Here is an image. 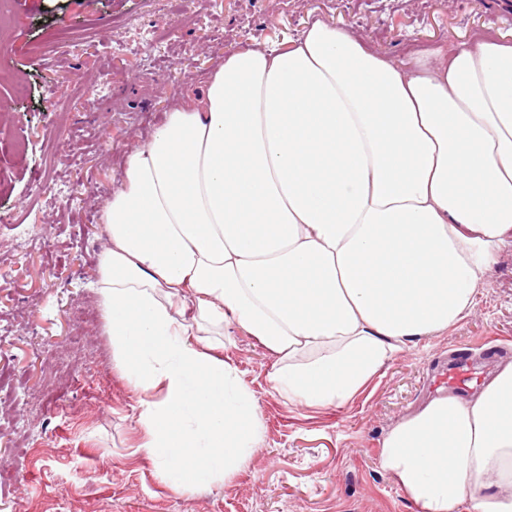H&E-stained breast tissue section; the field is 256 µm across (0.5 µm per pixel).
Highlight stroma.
I'll list each match as a JSON object with an SVG mask.
<instances>
[{"instance_id": "stroma-1", "label": "stroma", "mask_w": 512, "mask_h": 512, "mask_svg": "<svg viewBox=\"0 0 512 512\" xmlns=\"http://www.w3.org/2000/svg\"><path fill=\"white\" fill-rule=\"evenodd\" d=\"M315 18L394 61L485 30L512 39V0H10L0 23V512H417L380 466L385 432L456 355L512 353V259L476 313L396 355L347 403L289 404L252 336L220 356L264 426L248 468L198 492L162 482L141 450L143 393L112 363L91 283L102 208L124 152L256 38L288 46ZM75 42L36 46L60 30ZM61 103L49 111L50 99Z\"/></svg>"}]
</instances>
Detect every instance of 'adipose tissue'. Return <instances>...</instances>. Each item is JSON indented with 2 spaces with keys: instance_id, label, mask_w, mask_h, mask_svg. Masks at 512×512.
<instances>
[{
  "instance_id": "ef3b65f1",
  "label": "adipose tissue",
  "mask_w": 512,
  "mask_h": 512,
  "mask_svg": "<svg viewBox=\"0 0 512 512\" xmlns=\"http://www.w3.org/2000/svg\"><path fill=\"white\" fill-rule=\"evenodd\" d=\"M94 286L143 450L195 492L263 439L253 392L203 339L246 331L289 403L342 405L405 347L470 316L512 247V41L397 63L315 20L224 57L128 149ZM419 512H512V360L430 396L382 441Z\"/></svg>"
}]
</instances>
